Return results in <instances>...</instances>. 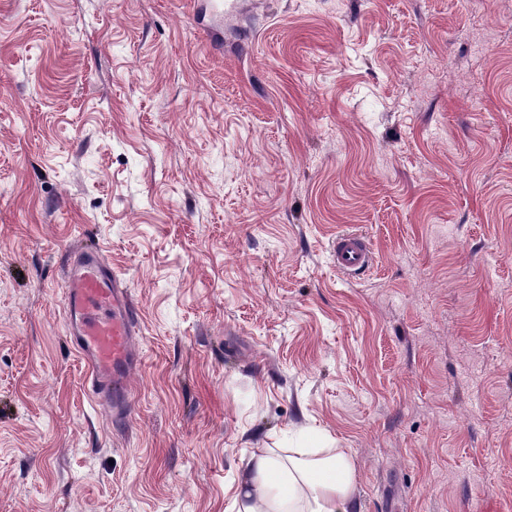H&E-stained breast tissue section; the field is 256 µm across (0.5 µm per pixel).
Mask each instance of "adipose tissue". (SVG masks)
Masks as SVG:
<instances>
[{
    "mask_svg": "<svg viewBox=\"0 0 512 512\" xmlns=\"http://www.w3.org/2000/svg\"><path fill=\"white\" fill-rule=\"evenodd\" d=\"M356 471L340 448L325 456L281 459L265 448L251 455L237 512H359Z\"/></svg>",
    "mask_w": 512,
    "mask_h": 512,
    "instance_id": "ef3b65f1",
    "label": "adipose tissue"
}]
</instances>
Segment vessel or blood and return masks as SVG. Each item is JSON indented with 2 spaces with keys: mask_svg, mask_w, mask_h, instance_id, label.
I'll return each mask as SVG.
<instances>
[{
  "mask_svg": "<svg viewBox=\"0 0 512 512\" xmlns=\"http://www.w3.org/2000/svg\"><path fill=\"white\" fill-rule=\"evenodd\" d=\"M331 257L337 273L345 277L363 274L374 263L368 242L357 232L339 233ZM64 269L68 329L88 364V392L112 421L123 423L133 407L130 376L139 362L138 307L98 248H77Z\"/></svg>",
  "mask_w": 512,
  "mask_h": 512,
  "instance_id": "vessel-or-blood-1",
  "label": "vessel or blood"
}]
</instances>
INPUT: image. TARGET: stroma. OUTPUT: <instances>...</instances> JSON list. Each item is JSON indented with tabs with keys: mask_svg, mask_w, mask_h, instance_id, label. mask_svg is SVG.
Returning <instances> with one entry per match:
<instances>
[{
	"mask_svg": "<svg viewBox=\"0 0 512 512\" xmlns=\"http://www.w3.org/2000/svg\"><path fill=\"white\" fill-rule=\"evenodd\" d=\"M81 242L139 309L123 429ZM261 448L512 512V0H0V512H237ZM332 263L336 272L344 277L365 273L374 263V254L365 237L358 232L336 235L331 246ZM64 269L68 329L88 364V392L121 424L133 407L130 376L140 360L135 349L138 307L98 248H77Z\"/></svg>",
	"mask_w": 512,
	"mask_h": 512,
	"instance_id": "obj_1",
	"label": "stroma"
}]
</instances>
